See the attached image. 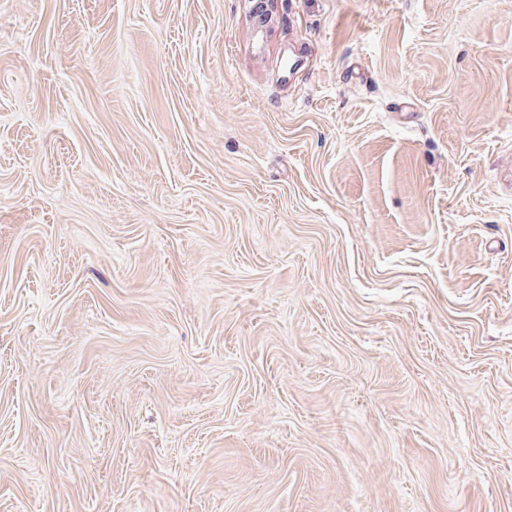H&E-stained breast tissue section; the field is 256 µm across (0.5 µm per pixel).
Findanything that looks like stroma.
Masks as SVG:
<instances>
[{
  "label": "stroma",
  "instance_id": "stroma-1",
  "mask_svg": "<svg viewBox=\"0 0 512 512\" xmlns=\"http://www.w3.org/2000/svg\"><path fill=\"white\" fill-rule=\"evenodd\" d=\"M0 0V512H512V0Z\"/></svg>",
  "mask_w": 512,
  "mask_h": 512
}]
</instances>
